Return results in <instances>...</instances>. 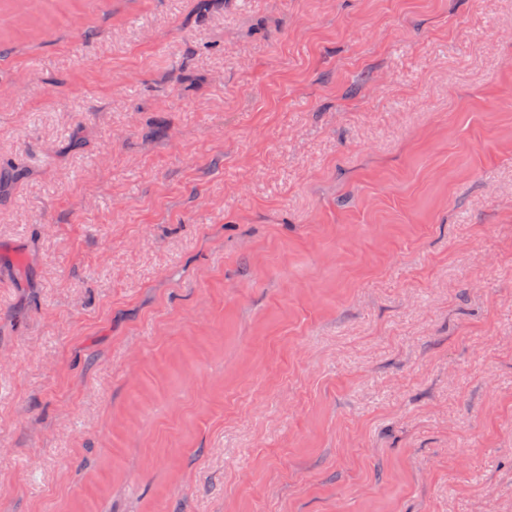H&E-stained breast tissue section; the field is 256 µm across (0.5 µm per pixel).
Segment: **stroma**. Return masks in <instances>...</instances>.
<instances>
[{
	"label": "stroma",
	"instance_id": "stroma-1",
	"mask_svg": "<svg viewBox=\"0 0 512 512\" xmlns=\"http://www.w3.org/2000/svg\"><path fill=\"white\" fill-rule=\"evenodd\" d=\"M53 2L0 0V512H512V0Z\"/></svg>",
	"mask_w": 512,
	"mask_h": 512
}]
</instances>
